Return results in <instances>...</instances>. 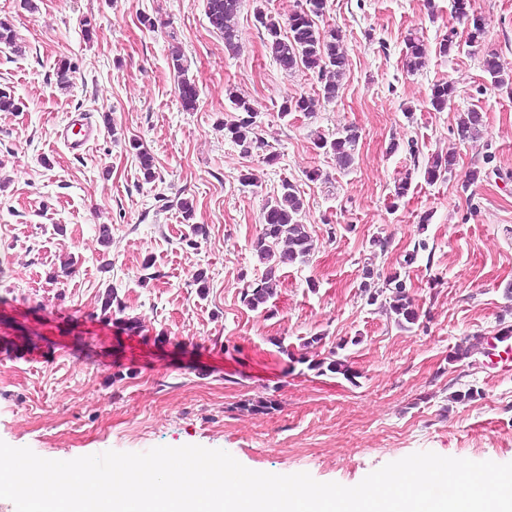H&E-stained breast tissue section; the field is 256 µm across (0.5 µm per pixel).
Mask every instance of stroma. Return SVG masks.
Instances as JSON below:
<instances>
[{
	"instance_id": "obj_1",
	"label": "stroma",
	"mask_w": 512,
	"mask_h": 512,
	"mask_svg": "<svg viewBox=\"0 0 512 512\" xmlns=\"http://www.w3.org/2000/svg\"><path fill=\"white\" fill-rule=\"evenodd\" d=\"M473 4L484 41L445 56L437 45L456 23L451 0H328L317 23L341 31L349 70L336 99L284 118L283 99L317 78L273 61L255 0H242L236 53L204 0H0L16 34L15 46L0 43V90L16 104L0 112V440L53 460L200 445L255 471L345 486L420 451L512 462L507 349L451 359L473 336L512 327V84L493 87L482 69L493 52L512 73V0ZM411 33L432 48L413 74L402 63ZM175 47L199 90L192 112L169 67ZM441 81L455 95L438 112L429 97ZM232 91L259 111L263 144L248 155L224 138ZM470 109L483 125L462 141L453 129ZM81 114L97 137L76 157L54 129ZM349 125L361 137L342 170L313 139ZM133 140L155 158L153 181ZM448 153L452 175L428 181L432 157ZM246 172L252 184L241 183ZM404 177L411 188L399 198ZM285 179L301 192L314 249L282 267L274 297L253 310L241 292L264 273L253 244ZM195 224L205 232L189 249L182 239ZM67 260L72 273L55 277ZM367 267L378 283L405 270L420 305L411 330L367 304ZM110 291L121 306L105 312ZM121 318L139 319L140 333L122 334ZM16 324L33 346L2 343ZM314 334L320 356L335 349L352 362L356 382L301 363ZM470 389L475 398L456 401ZM258 400L275 406L252 411Z\"/></svg>"
}]
</instances>
